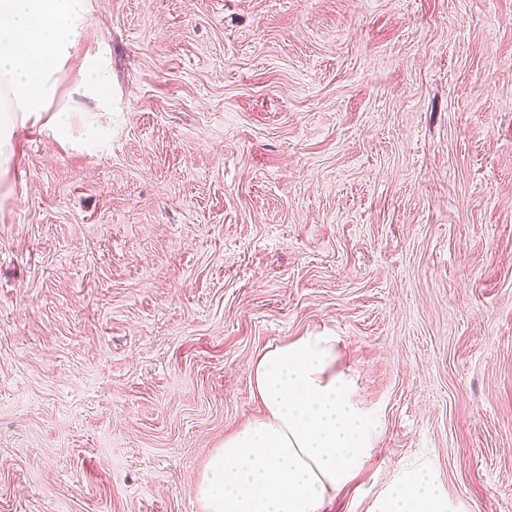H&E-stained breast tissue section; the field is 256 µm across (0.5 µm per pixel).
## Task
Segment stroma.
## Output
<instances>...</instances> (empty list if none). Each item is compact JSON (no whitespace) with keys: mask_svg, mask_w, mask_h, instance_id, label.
Segmentation results:
<instances>
[{"mask_svg":"<svg viewBox=\"0 0 512 512\" xmlns=\"http://www.w3.org/2000/svg\"><path fill=\"white\" fill-rule=\"evenodd\" d=\"M87 8L0 168V512H200L254 358L323 331L379 421L331 512L422 467L512 512V0ZM85 73L84 91L85 93L98 100L106 103L108 100L107 78L103 69L95 63H85L83 65Z\"/></svg>","mask_w":512,"mask_h":512,"instance_id":"35a3bbf8","label":"stroma"}]
</instances>
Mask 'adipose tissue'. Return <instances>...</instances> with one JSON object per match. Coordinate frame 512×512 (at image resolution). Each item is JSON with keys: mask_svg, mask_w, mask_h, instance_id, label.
Segmentation results:
<instances>
[{"mask_svg": "<svg viewBox=\"0 0 512 512\" xmlns=\"http://www.w3.org/2000/svg\"><path fill=\"white\" fill-rule=\"evenodd\" d=\"M86 0H0V168L17 123L40 116L83 32ZM337 339L309 333L260 353L250 367L260 415L225 436L192 486L201 512H327L375 444L372 414L339 369ZM374 512H448L437 476L416 469Z\"/></svg>", "mask_w": 512, "mask_h": 512, "instance_id": "1", "label": "adipose tissue"}]
</instances>
